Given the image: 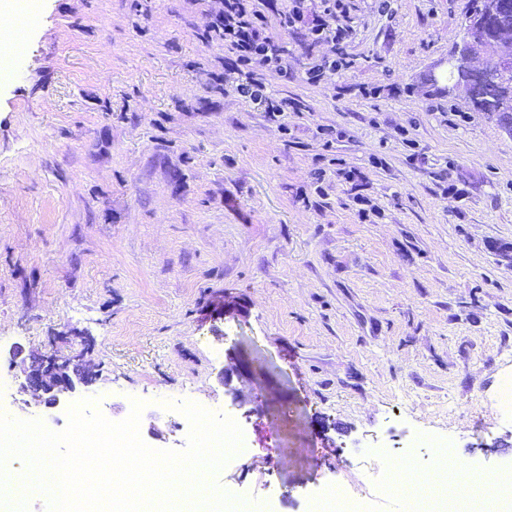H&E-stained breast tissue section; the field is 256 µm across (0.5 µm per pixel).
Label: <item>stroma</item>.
Returning <instances> with one entry per match:
<instances>
[{
    "label": "stroma",
    "instance_id": "obj_1",
    "mask_svg": "<svg viewBox=\"0 0 512 512\" xmlns=\"http://www.w3.org/2000/svg\"><path fill=\"white\" fill-rule=\"evenodd\" d=\"M349 0L348 70L285 32L280 122L240 97L209 41L220 0H36L0 77V401L14 349L81 350L111 421L184 449L192 401L252 440L215 480L307 512L443 437L468 468L512 466L494 395L512 371V135L433 84L471 0ZM232 378L225 392L224 376ZM291 420H266L280 401Z\"/></svg>",
    "mask_w": 512,
    "mask_h": 512
}]
</instances>
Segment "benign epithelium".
<instances>
[{"mask_svg":"<svg viewBox=\"0 0 512 512\" xmlns=\"http://www.w3.org/2000/svg\"><path fill=\"white\" fill-rule=\"evenodd\" d=\"M472 21L477 36L461 41L433 81L439 83L452 72H462L464 77L457 81L459 85L476 81L485 86L512 88V40L501 37V32L512 24V0H478ZM480 54L494 57L496 63L476 67L474 59ZM28 360L22 389L50 408L73 395L76 383L91 384L90 377L95 375L83 367L78 356L37 352L29 354Z\"/></svg>","mask_w":512,"mask_h":512,"instance_id":"7a95c632","label":"benign epithelium"}]
</instances>
